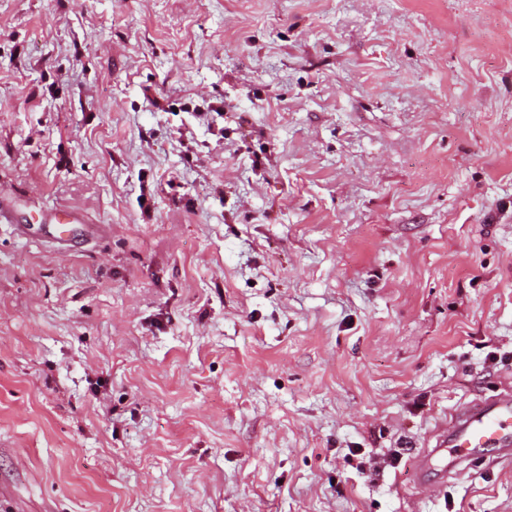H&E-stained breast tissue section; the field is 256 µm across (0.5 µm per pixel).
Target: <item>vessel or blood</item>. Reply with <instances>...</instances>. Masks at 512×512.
<instances>
[{
	"mask_svg": "<svg viewBox=\"0 0 512 512\" xmlns=\"http://www.w3.org/2000/svg\"><path fill=\"white\" fill-rule=\"evenodd\" d=\"M41 221L53 240L73 242L78 221L75 212L47 213ZM491 448L499 458L512 459V387L457 405L448 424L439 428L432 448L423 453L416 479L421 484L427 482L435 462L441 465L440 478H447Z\"/></svg>",
	"mask_w": 512,
	"mask_h": 512,
	"instance_id": "b4317fda",
	"label": "vessel or blood"
}]
</instances>
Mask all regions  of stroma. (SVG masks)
Returning <instances> with one entry per match:
<instances>
[{
	"label": "stroma",
	"mask_w": 512,
	"mask_h": 512,
	"mask_svg": "<svg viewBox=\"0 0 512 512\" xmlns=\"http://www.w3.org/2000/svg\"><path fill=\"white\" fill-rule=\"evenodd\" d=\"M1 190L0 512H512V0H0ZM50 237L58 243L71 244L81 224L74 211L51 212L40 217ZM488 448H495L501 459H512L510 386L452 410L448 425L439 428L432 448L422 453L417 482L428 481L432 461L444 463L438 475L446 482L448 473L462 471L467 464L482 457Z\"/></svg>",
	"instance_id": "1"
}]
</instances>
